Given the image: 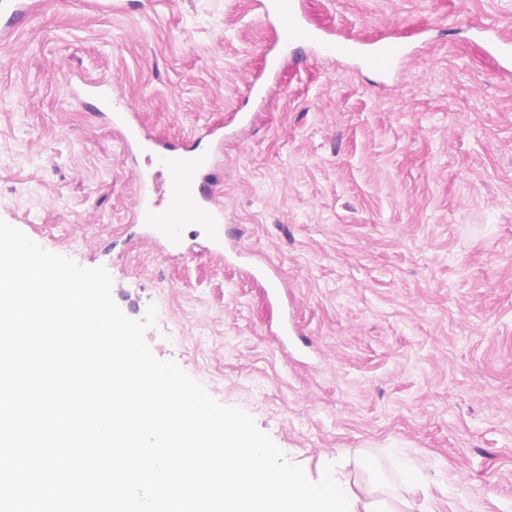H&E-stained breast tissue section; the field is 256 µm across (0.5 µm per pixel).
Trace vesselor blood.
Here are the masks:
<instances>
[{
	"instance_id": "b4317fda",
	"label": "vessel or blood",
	"mask_w": 512,
	"mask_h": 512,
	"mask_svg": "<svg viewBox=\"0 0 512 512\" xmlns=\"http://www.w3.org/2000/svg\"><path fill=\"white\" fill-rule=\"evenodd\" d=\"M258 6L275 24L276 41L271 49L275 56L286 54L293 42L302 40L325 46L330 54L362 60L369 69L390 78L408 54L397 42L369 49L353 39L324 42L305 27L297 0H259ZM112 124L122 132L124 153L137 162L134 218L144 226L147 243L163 254L178 250L183 241L182 223L188 220L208 227L212 251L220 261L247 258L244 248L227 249L224 206L212 191L217 156L224 144L223 130L209 129L200 137L151 145L132 110L114 108ZM249 275L266 284L272 301H281L283 279L276 266L254 264Z\"/></svg>"
}]
</instances>
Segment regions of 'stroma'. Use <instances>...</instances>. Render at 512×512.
Instances as JSON below:
<instances>
[{
    "label": "stroma",
    "mask_w": 512,
    "mask_h": 512,
    "mask_svg": "<svg viewBox=\"0 0 512 512\" xmlns=\"http://www.w3.org/2000/svg\"><path fill=\"white\" fill-rule=\"evenodd\" d=\"M26 2L0 36V219L105 266L127 316L155 305L154 355L310 479L332 463L360 495L374 464L394 512H512V73L474 35L512 39V0H299L325 39L404 44L391 80L304 42L272 59L254 0ZM80 76L158 141L223 129L224 223L283 303L203 225L165 259L140 239L133 166ZM249 276L252 279L262 280L267 288H269V297L272 301L281 303L282 294L281 288L283 284L282 275L280 270L269 263L252 264L250 267Z\"/></svg>",
    "instance_id": "stroma-1"
}]
</instances>
